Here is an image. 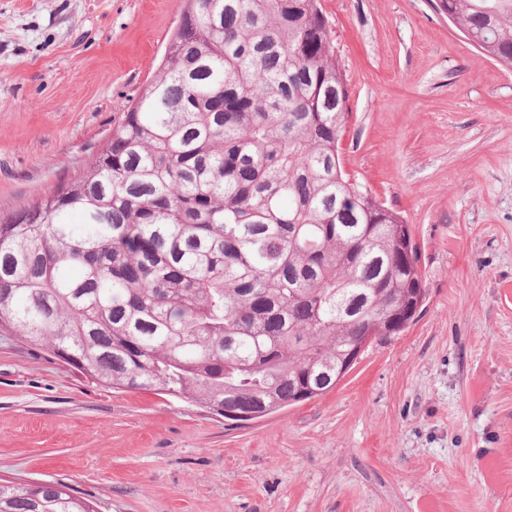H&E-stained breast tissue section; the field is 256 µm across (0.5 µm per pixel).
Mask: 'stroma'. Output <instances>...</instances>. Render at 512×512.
Returning <instances> with one entry per match:
<instances>
[{
  "mask_svg": "<svg viewBox=\"0 0 512 512\" xmlns=\"http://www.w3.org/2000/svg\"><path fill=\"white\" fill-rule=\"evenodd\" d=\"M438 0H321L346 173L411 229L426 299L328 393L234 422L0 334V478L99 512H512V67ZM181 0H0V215L77 177Z\"/></svg>",
  "mask_w": 512,
  "mask_h": 512,
  "instance_id": "stroma-1",
  "label": "stroma"
}]
</instances>
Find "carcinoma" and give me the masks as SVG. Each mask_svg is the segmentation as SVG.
Segmentation results:
<instances>
[{
  "label": "carcinoma",
  "instance_id": "1",
  "mask_svg": "<svg viewBox=\"0 0 512 512\" xmlns=\"http://www.w3.org/2000/svg\"><path fill=\"white\" fill-rule=\"evenodd\" d=\"M165 62L83 174L0 217V330L114 390L264 417L336 386L425 300L400 216L343 170L319 0H184ZM512 65V0H440ZM0 512H97L60 481Z\"/></svg>",
  "mask_w": 512,
  "mask_h": 512
}]
</instances>
